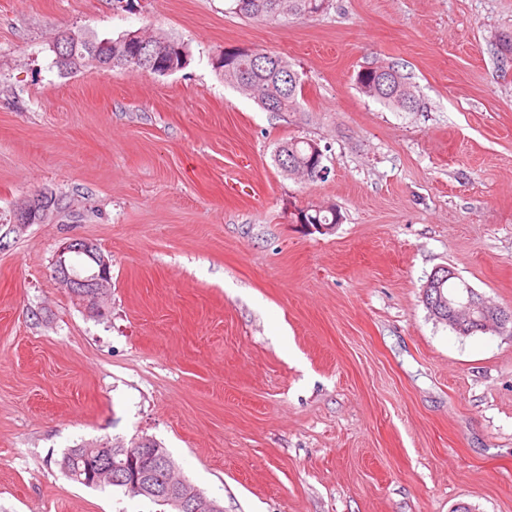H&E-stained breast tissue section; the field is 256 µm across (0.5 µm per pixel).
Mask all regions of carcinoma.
Masks as SVG:
<instances>
[{"label":"carcinoma","mask_w":512,"mask_h":512,"mask_svg":"<svg viewBox=\"0 0 512 512\" xmlns=\"http://www.w3.org/2000/svg\"><path fill=\"white\" fill-rule=\"evenodd\" d=\"M330 0H233V10L247 17L270 18L279 16L310 17L323 13ZM186 46L175 39L161 36L151 38L150 51L164 61L184 68L187 59L181 56ZM215 68L224 75V81L235 85L241 91L258 100L261 107L268 112H299L302 106V80L290 78L295 73L288 61L273 52L226 50L214 61ZM395 73L390 67H369L358 71L355 81L366 95L404 110H413L414 96L403 90L405 82L398 77L400 90L386 85L388 78ZM315 141L307 138H292L278 145L275 161L283 171L288 167L302 168L310 172L309 181L316 182L317 168L324 166V160L316 158L313 147ZM340 216L336 208H308L294 215V222L309 224H337ZM463 287L453 280H445L439 289H432V296L437 298L434 306L441 318H449L445 304L453 303L457 288ZM91 447L85 442L75 448H69L58 461L60 468L69 467L73 471L83 469V449Z\"/></svg>","instance_id":"carcinoma-1"}]
</instances>
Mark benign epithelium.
Listing matches in <instances>:
<instances>
[{
	"label": "benign epithelium",
	"mask_w": 512,
	"mask_h": 512,
	"mask_svg": "<svg viewBox=\"0 0 512 512\" xmlns=\"http://www.w3.org/2000/svg\"><path fill=\"white\" fill-rule=\"evenodd\" d=\"M52 206L45 194H32L18 205L7 222L0 224V250L9 247V236L32 223H43L50 218ZM53 274L63 285L74 290L88 313H105L111 286V263L91 241L72 238L58 249L53 263ZM493 317L485 321V329L494 330L512 322V311L489 307ZM151 439L144 438L135 446L114 448L107 442L86 450L82 481L98 486L106 482L122 486L127 493L139 497H163L181 512H221V508L187 480L157 486L152 479V468L165 469L167 456L158 448H148Z\"/></svg>",
	"instance_id": "1"
}]
</instances>
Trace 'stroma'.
Masks as SVG:
<instances>
[{"mask_svg":"<svg viewBox=\"0 0 512 512\" xmlns=\"http://www.w3.org/2000/svg\"><path fill=\"white\" fill-rule=\"evenodd\" d=\"M162 33L167 75L62 71L60 32ZM512 0H331L262 21L231 0H0V512H162L68 479L84 442L152 438L224 512H512V328L424 304L451 268L512 308ZM227 49L285 57L303 109L226 83ZM390 66L417 109L355 84ZM330 168L284 173L278 143ZM336 207L330 233L297 210ZM72 237L112 261L106 313L52 274ZM150 51L155 53V57L162 58V61H167L168 63H174V66L178 67L179 70L183 69L188 60V52L186 46L178 40L171 39L168 37L160 36L159 38L150 37ZM181 50H184L186 53V58L181 57ZM313 144L318 145L314 140L307 138H292L285 141L278 145L275 152V161L284 172L288 173V167L302 168L303 170L310 172L311 177L306 179L307 181L316 182L321 180L327 174V167L324 164L325 155L318 145L319 147H316V150L318 154H323V156H320V160L317 165V154L315 153ZM317 168L320 169L317 171ZM317 177H320L321 179ZM56 198L55 203L51 206V203L47 205L45 201V193L38 192L32 194L18 205L13 211L9 222H1L0 225V250H4L9 247V236L11 233H19L21 230L29 226V224L43 223L50 218V211L52 207L57 210L60 199L52 192L49 193ZM7 227L5 231L2 229Z\"/></svg>","mask_w":512,"mask_h":512,"instance_id":"obj_1","label":"stroma"}]
</instances>
